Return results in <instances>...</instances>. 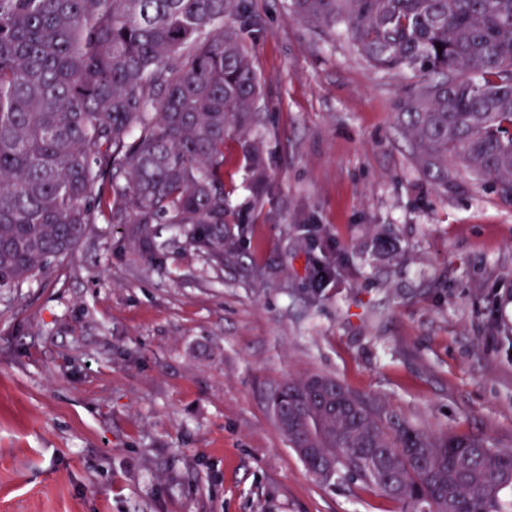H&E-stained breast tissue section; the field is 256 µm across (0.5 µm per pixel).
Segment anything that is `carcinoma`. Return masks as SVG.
Here are the masks:
<instances>
[{
  "mask_svg": "<svg viewBox=\"0 0 512 512\" xmlns=\"http://www.w3.org/2000/svg\"><path fill=\"white\" fill-rule=\"evenodd\" d=\"M290 7L343 29L372 67L418 74L396 112L437 186L463 171L512 199V0ZM259 31L246 0H0L1 291L45 277L97 224L124 228L150 260L160 224L212 260L239 254L224 137L239 133L264 191L261 84L246 43ZM272 408L293 416L289 447L335 459L321 482L375 488L400 512H503L512 448L421 430L321 374L288 379Z\"/></svg>",
  "mask_w": 512,
  "mask_h": 512,
  "instance_id": "carcinoma-1",
  "label": "carcinoma"
}]
</instances>
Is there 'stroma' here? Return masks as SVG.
I'll list each match as a JSON object with an SVG mask.
<instances>
[{"label": "stroma", "instance_id": "1", "mask_svg": "<svg viewBox=\"0 0 512 512\" xmlns=\"http://www.w3.org/2000/svg\"><path fill=\"white\" fill-rule=\"evenodd\" d=\"M248 4L264 198L224 141L246 250L217 264L165 227L158 264L103 224L0 295V512H399L289 448L270 401L313 373L512 448V200L422 174L395 114L411 71Z\"/></svg>", "mask_w": 512, "mask_h": 512}]
</instances>
